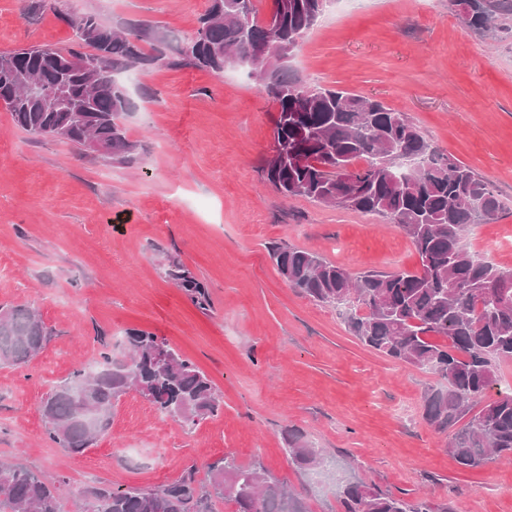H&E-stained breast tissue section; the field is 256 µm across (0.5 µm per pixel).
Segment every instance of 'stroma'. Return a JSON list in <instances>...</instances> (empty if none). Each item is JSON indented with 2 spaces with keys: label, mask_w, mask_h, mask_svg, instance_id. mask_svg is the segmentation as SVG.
I'll list each match as a JSON object with an SVG mask.
<instances>
[{
  "label": "stroma",
  "mask_w": 512,
  "mask_h": 512,
  "mask_svg": "<svg viewBox=\"0 0 512 512\" xmlns=\"http://www.w3.org/2000/svg\"><path fill=\"white\" fill-rule=\"evenodd\" d=\"M208 0H0V51L76 35L59 16L151 26L174 56ZM304 82L405 113L444 154L490 181L502 209L465 247L512 268V30L482 37L448 0H332L288 61ZM137 161L120 164L18 127L0 105V306L26 304L51 334L22 368L0 367V461L63 477L66 512L88 490L155 488L230 455L261 464L310 512H337L340 485L448 499L454 512H512V457L464 469L421 417L431 372L364 347L336 307L283 281L275 246L318 253L357 274L412 270L410 239L382 218L287 200L266 181L276 105L247 70L217 75L167 61L122 74ZM179 259L207 290L195 303L166 276ZM135 330L164 338L212 381L218 415L194 432L136 392L83 455L51 442L49 390ZM328 461L301 471L289 431Z\"/></svg>",
  "instance_id": "1"
}]
</instances>
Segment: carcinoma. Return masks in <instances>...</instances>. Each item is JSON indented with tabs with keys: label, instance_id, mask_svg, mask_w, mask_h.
<instances>
[{
	"label": "carcinoma",
	"instance_id": "cac0c4a2",
	"mask_svg": "<svg viewBox=\"0 0 512 512\" xmlns=\"http://www.w3.org/2000/svg\"><path fill=\"white\" fill-rule=\"evenodd\" d=\"M273 2L267 20L258 17L256 0H209L170 65L221 73L236 64L251 73L261 60L265 89L277 106L278 159L265 161L267 181L285 199L385 218L411 240L420 262L415 271L354 278L316 253L277 247L278 274L313 301L345 309L349 331L365 346L446 381L423 390L422 418L448 435L447 451L459 465L477 468L512 455V390L490 395L500 362L512 360V270L462 245L470 225L495 219L497 195L486 178L435 149L404 113L347 90L304 85L288 58L327 0ZM448 9L481 36L512 28V0H448ZM61 19L75 31L77 45L10 51L15 72L32 74L36 86L23 89L0 71V103L35 138L83 149L91 137L105 146V158L130 164L137 146L122 117L133 102L116 75L166 55L149 28L114 30L103 48L69 14ZM167 277L197 303L206 301L204 285L181 262H170ZM48 336L32 307H1L0 365H28ZM127 345L124 358L101 352L96 365L75 370L43 401L46 434L69 454L84 453L108 431L118 401L132 390L190 430L218 414L220 397L191 359L150 332L130 333ZM157 347L167 350L169 361L153 357ZM286 453L299 469L325 464L322 450L292 431ZM59 486L60 480L26 466L0 464V512H63ZM218 500L233 503L234 512H306L263 466L239 465L230 456L209 465L205 483L191 471L154 489L95 486L78 512H214ZM336 500L340 512H453L446 500L385 493L361 481L341 486Z\"/></svg>",
	"mask_w": 512,
	"mask_h": 512
}]
</instances>
